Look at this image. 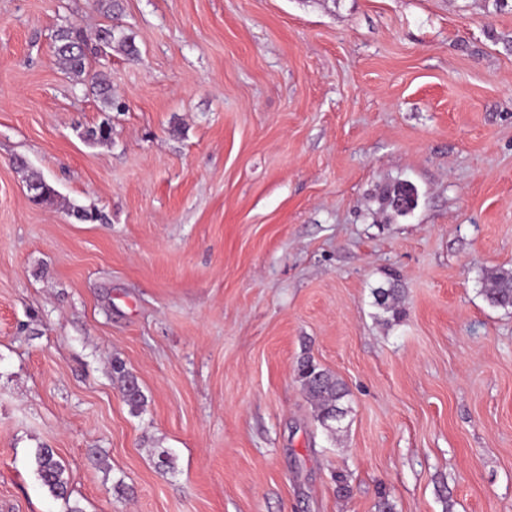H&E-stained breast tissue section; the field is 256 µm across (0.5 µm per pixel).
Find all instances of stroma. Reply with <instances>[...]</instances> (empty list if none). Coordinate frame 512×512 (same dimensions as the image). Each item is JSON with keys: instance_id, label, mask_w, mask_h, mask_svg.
Wrapping results in <instances>:
<instances>
[{"instance_id": "1", "label": "stroma", "mask_w": 512, "mask_h": 512, "mask_svg": "<svg viewBox=\"0 0 512 512\" xmlns=\"http://www.w3.org/2000/svg\"><path fill=\"white\" fill-rule=\"evenodd\" d=\"M109 24L136 52L86 51L107 112L53 39ZM399 181L403 217L381 200ZM499 267L512 0H0V512H66L42 447L84 512H376L383 492L512 512V309L482 294ZM393 270L406 314L386 325ZM306 354L347 386L336 433L295 379ZM418 193L416 188L408 182H397L386 189L384 202L397 215H405L417 205ZM408 200L407 205L402 201ZM112 373L122 381L123 396L131 412L138 413L145 403V395L137 378L126 369L125 364L119 359L112 361ZM35 461L42 485L54 497L65 501L66 512H84L77 503L70 504L69 481L65 475L66 469L56 458L54 450L44 447L37 449Z\"/></svg>"}]
</instances>
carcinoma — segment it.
Returning <instances> with one entry per match:
<instances>
[{"instance_id": "carcinoma-1", "label": "carcinoma", "mask_w": 512, "mask_h": 512, "mask_svg": "<svg viewBox=\"0 0 512 512\" xmlns=\"http://www.w3.org/2000/svg\"><path fill=\"white\" fill-rule=\"evenodd\" d=\"M98 40L107 45L117 41L121 46L133 50L131 38L115 36L110 27H103L98 33ZM56 53L61 65L77 75H86L93 89L101 97V101L112 106V88L99 73L85 72L86 40L84 32L73 27H62L56 33ZM418 193L408 182H397L386 189L384 202L397 215H405L417 205ZM483 294L490 306L501 309H512V269L492 268L483 273ZM375 303L389 319L398 322L405 310L401 305V288L398 279L389 277L386 284L373 290ZM112 373L123 383V396L130 410L137 413L145 403V395L137 378L126 369L125 364L112 360ZM297 382L314 407L315 419L325 430L336 432V423L347 414L343 400L348 395L345 383L336 374L321 367L309 357L298 362ZM35 461L37 473L42 485L56 498L65 501L66 512H83L78 504H70L69 481L65 475L64 465L56 458L51 448H39Z\"/></svg>"}]
</instances>
